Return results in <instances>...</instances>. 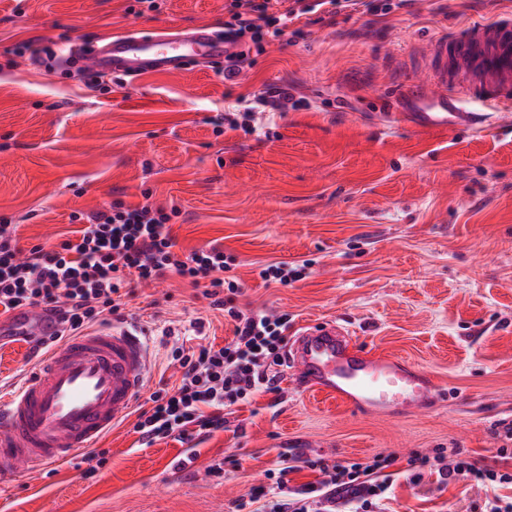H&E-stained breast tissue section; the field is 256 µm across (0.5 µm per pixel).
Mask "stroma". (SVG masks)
<instances>
[{"mask_svg": "<svg viewBox=\"0 0 512 512\" xmlns=\"http://www.w3.org/2000/svg\"><path fill=\"white\" fill-rule=\"evenodd\" d=\"M0 0V217L20 248L71 237L74 212L113 201L177 207L180 252L216 245L241 291L229 305L349 327L368 349L414 361L446 395L435 409L380 419L290 388L233 406L222 430L189 446H146L127 418L97 445L106 462L22 477L0 512H234L288 452L392 459L387 512H475L476 485L408 466L436 449L491 459L512 427V112L478 128L413 129L388 118V95L418 77L434 33L512 10V0H413L384 13H307L236 82L224 67L113 77L92 90L75 68L45 70L18 42L93 43L128 31L224 26L225 0ZM288 84L301 104L261 112L250 135L224 115ZM303 266L288 286L261 267ZM115 327L143 333L152 365L140 406L179 384L177 347L224 345L234 323L204 289L168 274L132 281ZM203 331H195V321ZM23 337L0 343V387L30 371Z\"/></svg>", "mask_w": 512, "mask_h": 512, "instance_id": "stroma-1", "label": "stroma"}]
</instances>
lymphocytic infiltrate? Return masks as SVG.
<instances>
[{
  "label": "lymphocytic infiltrate",
  "mask_w": 512,
  "mask_h": 512,
  "mask_svg": "<svg viewBox=\"0 0 512 512\" xmlns=\"http://www.w3.org/2000/svg\"><path fill=\"white\" fill-rule=\"evenodd\" d=\"M366 0H228L224 35L238 49L224 59V78L235 81L242 70L263 54L266 45L283 36L289 18L318 10L335 15L358 10ZM178 209L145 204L131 207L117 200L109 208L90 214L72 213L80 229L52 247L33 246L21 252L15 227L0 223V312L40 306L55 313L62 336H76L93 324L108 323L119 315L123 290L131 278L152 280L171 272L204 284V295L215 309L225 310L234 322L228 344L199 348L175 355L182 369L178 386L154 392L151 406L140 411L134 430L143 444L174 437L200 441L224 427L226 407L248 401L256 392L279 390L288 317L226 306L225 292H238L230 278V264L223 249L208 245L180 254L171 234L170 221ZM512 447L497 449L493 463L461 457L415 454L412 469L429 471L443 480H462L486 491L483 512H512L504 506L500 489L512 487ZM322 479L292 493L289 468L278 472L272 512H336L337 503L355 506L357 512L380 505L392 485L386 469L389 458L374 457L368 463L330 464L308 461Z\"/></svg>",
  "instance_id": "obj_1"
}]
</instances>
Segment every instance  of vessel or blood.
Instances as JSON below:
<instances>
[{
	"label": "vessel or blood",
	"instance_id": "b4317fda",
	"mask_svg": "<svg viewBox=\"0 0 512 512\" xmlns=\"http://www.w3.org/2000/svg\"><path fill=\"white\" fill-rule=\"evenodd\" d=\"M233 51L223 34L194 25L108 36L80 53L78 64L108 76L175 75L188 62H220ZM428 60L426 77L405 82L394 94L402 124L473 127L480 109L512 110V14L430 39ZM13 325L24 336H45L55 328L42 309L23 311ZM286 356L292 385L357 415L415 414L436 407L442 395L434 377L415 362L375 353L333 321L304 327ZM147 370L144 338L129 329H90L48 352L0 403V489L93 448L130 413Z\"/></svg>",
	"mask_w": 512,
	"mask_h": 512
}]
</instances>
